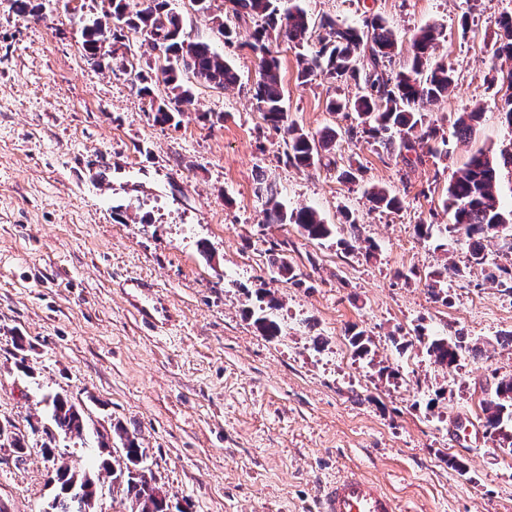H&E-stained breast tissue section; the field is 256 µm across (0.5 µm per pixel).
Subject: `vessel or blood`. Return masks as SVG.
<instances>
[{"label": "vessel or blood", "mask_w": 512, "mask_h": 512, "mask_svg": "<svg viewBox=\"0 0 512 512\" xmlns=\"http://www.w3.org/2000/svg\"><path fill=\"white\" fill-rule=\"evenodd\" d=\"M318 512H400V508L379 482L346 470L324 484Z\"/></svg>", "instance_id": "vessel-or-blood-1"}]
</instances>
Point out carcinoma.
<instances>
[{
  "mask_svg": "<svg viewBox=\"0 0 512 512\" xmlns=\"http://www.w3.org/2000/svg\"><path fill=\"white\" fill-rule=\"evenodd\" d=\"M280 0H227L236 17L246 12L260 18V24L245 41L258 60V79L253 86V99L264 121L284 135L285 159L298 168H309L319 155L330 153L336 146V132L326 130L315 138L288 122L283 107L280 64L270 49L272 36H283L299 49L312 37L311 21L299 0H289L287 9H280ZM109 10L83 26V50L88 58L100 64L126 46L131 33L147 37L151 50L161 64L166 97L156 99L150 86L140 88L148 99L154 121L166 124L182 106L192 102L194 85L182 80L188 72L198 84L227 89L239 82L235 67L207 41L185 32L180 13L171 8L170 0H108ZM500 30L494 54L512 59V13L498 18ZM109 31L112 44L102 39V30ZM317 35L320 49L312 57L299 53L300 76L308 80L323 75L334 80L353 81L356 93L352 98L334 99L328 103L332 112L354 114L356 129L368 140L387 147L398 146V156L408 167L423 164L424 152H436L430 142L439 129L426 119L425 106L448 96L455 88V71L444 63H429L439 39L434 26L420 29L412 40V57L401 71L392 69L397 38L385 19L374 16L364 26L344 25L332 18L321 23ZM480 109L464 113L455 121V134L467 139L480 119ZM512 166V151H503L500 158L478 150L451 179L444 208L452 212L453 223L445 231L463 235L471 259L482 264L486 260L484 241L499 234L512 240V211L501 209L498 200L500 166ZM256 193L265 197V223L294 224L311 240H325L333 227L324 223L312 208L288 212L277 200V193L261 180ZM378 208L398 210L400 199L389 190L374 187L368 192ZM427 353L442 367L451 368L464 354L477 356L479 350L464 344L462 339L450 341L433 338L427 342ZM51 418L56 428L66 435L80 436L83 420L80 411L67 398L56 395L50 399ZM485 428L492 435L502 434L512 423V378L497 382L494 393L483 405ZM141 448L130 438L125 444V465L112 469V481L124 486L131 512H170L167 496L156 493L158 486L139 467ZM59 490L44 512H94L97 486L87 473H77L67 465L55 468Z\"/></svg>",
  "mask_w": 512,
  "mask_h": 512,
  "instance_id": "carcinoma-1",
  "label": "carcinoma"
}]
</instances>
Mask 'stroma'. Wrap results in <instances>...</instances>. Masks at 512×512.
Masks as SVG:
<instances>
[{
	"mask_svg": "<svg viewBox=\"0 0 512 512\" xmlns=\"http://www.w3.org/2000/svg\"><path fill=\"white\" fill-rule=\"evenodd\" d=\"M41 2L36 17L0 0V425L26 442L20 453L0 445L5 512H43L52 499L48 441L55 461L98 472L97 512H130L122 486L97 469L99 458L124 460L127 434L174 512H318L321 484L347 469L380 481L403 512H512V451L487 433L482 410L512 377V281L488 277L512 267V251L492 239L475 264L465 239L445 232L443 207L471 153L512 149L487 81L512 69L493 57L512 0H304L316 23L382 16L401 63L421 28L440 30L433 59L454 68L458 86L425 108L446 140L442 157L411 169L328 111L353 86L320 75L299 83L297 50L281 37L271 49L289 120L336 132L330 163H286L281 132L250 94L255 55L218 29L226 20L245 35L256 20L228 18L224 0L206 15L174 3L186 32L229 58L240 82L196 86L166 125L139 92L155 63L142 36L106 67L84 53L82 22L107 0ZM477 106L481 119L460 141L453 123ZM85 157L141 179L129 187L116 174L96 192L80 176ZM348 167L355 181L339 178ZM261 179L286 209H316L334 234L313 241L265 223ZM374 186L398 195L400 210L373 206ZM420 224L434 225L431 239L417 236ZM282 255L295 280L274 273ZM443 266L440 288H429L426 273ZM128 277L153 282L157 326L139 318ZM263 314L278 336L258 327ZM352 328L369 338L367 357H354ZM427 336L482 353L446 369ZM54 394L82 412L81 436L55 433Z\"/></svg>",
	"mask_w": 512,
	"mask_h": 512,
	"instance_id": "stroma-1",
	"label": "stroma"
}]
</instances>
